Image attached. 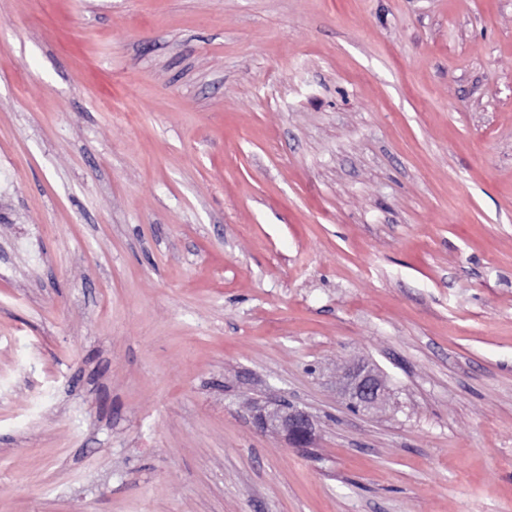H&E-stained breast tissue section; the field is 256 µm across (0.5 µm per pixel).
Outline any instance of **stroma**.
Returning <instances> with one entry per match:
<instances>
[{"label":"stroma","mask_w":512,"mask_h":512,"mask_svg":"<svg viewBox=\"0 0 512 512\" xmlns=\"http://www.w3.org/2000/svg\"><path fill=\"white\" fill-rule=\"evenodd\" d=\"M0 512H512V0H0ZM339 388L355 411L366 413L379 410L387 393L386 378L365 362H355L336 372ZM255 420L264 431L276 436H284L291 447H307L314 434V424L309 414L288 403L275 404V407H257Z\"/></svg>","instance_id":"35a3bbf8"}]
</instances>
